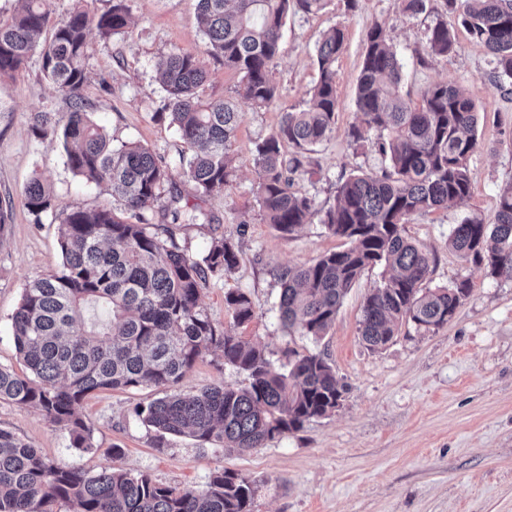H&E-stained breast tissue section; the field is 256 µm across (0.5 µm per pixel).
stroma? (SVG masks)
<instances>
[{"label": "stroma", "instance_id": "obj_1", "mask_svg": "<svg viewBox=\"0 0 512 512\" xmlns=\"http://www.w3.org/2000/svg\"><path fill=\"white\" fill-rule=\"evenodd\" d=\"M126 4L125 33L107 39L94 30L88 35L83 91L88 112L113 144H143L171 165L170 186L183 202L205 213L206 223L173 226L185 253L198 256L221 237L234 244L236 266L209 274L202 287V314L216 329L235 327L237 335L274 358L289 347L324 352L345 388L343 400L332 414L244 454L190 436L158 442L135 410L163 397L160 388L89 395L83 414L92 428L90 453L73 448L64 427L31 408L0 402V428L48 459L90 474L116 467L147 473L163 485L202 489L215 472L233 470L252 487L251 512H512V280L492 277L485 266L448 245L453 227L464 219L492 221L500 192L512 186V92L489 80L491 55L458 23L447 0H428L426 12L416 16L404 14L400 0H327L319 12L289 13L282 51L271 67L276 97L259 107L238 95V74L205 57L196 0ZM440 18L456 39L454 52L446 56L426 52L429 30ZM376 23L393 36L403 88L412 99L441 82L473 98L478 148L470 162L469 196L413 215L404 228L405 236L433 258L429 287L465 279L469 296L439 331L406 324L385 349L372 352L359 328L364 299L381 280L376 268L354 283L322 339L282 330L277 270L314 263L347 243L329 234L318 218L288 238L267 224L254 158L256 144L277 130L283 112L305 107L318 79L316 43L338 24L346 40L336 61V124L328 139L303 155L291 189L311 198L319 213L333 203L341 180L388 167V157L377 147V131L365 132L359 141L351 136L360 122L356 86L366 35ZM174 49L204 56L207 78L197 90L202 99L231 101L243 114L229 148L234 174L222 191L201 199L175 167L191 148L176 126L155 117L166 98L156 64ZM69 109L44 78L40 56L0 79V207L10 215L0 233V365L17 371L23 364L12 340L11 317L25 284L61 267V214L75 207H120L106 185L85 183L71 172L59 136H31L32 113ZM37 174L54 196L53 209L38 219L24 205L25 187ZM229 291L250 298L255 311L250 322L234 326L224 302ZM245 383L216 350L195 363L179 388L195 392ZM116 446L123 450L118 458L112 455Z\"/></svg>", "mask_w": 512, "mask_h": 512}]
</instances>
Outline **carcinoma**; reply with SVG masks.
Returning a JSON list of instances; mask_svg holds the SVG:
<instances>
[{
    "label": "carcinoma",
    "mask_w": 512,
    "mask_h": 512,
    "mask_svg": "<svg viewBox=\"0 0 512 512\" xmlns=\"http://www.w3.org/2000/svg\"><path fill=\"white\" fill-rule=\"evenodd\" d=\"M326 0H197V18L206 53L241 77L242 95L258 106L270 103L276 86L270 64L282 47L288 13H315ZM473 40L491 54L490 79L512 82V0H448ZM128 25L124 0L92 20L76 8L54 19L47 0H21L11 21L0 22V78L11 77L29 55L39 52L45 77L71 103L69 112H34L30 132L44 138L62 131L66 163L86 183L110 186L123 215L102 207H74L59 225L62 264L58 272L26 285L12 316L15 350L28 373L0 366V402L36 408L68 429L72 445L93 450L92 429L81 415L84 399L105 389L164 387L170 393L136 409L156 433L219 442L241 452L297 431L336 410L344 387L322 353L285 352L273 360L231 330H216L198 309L208 274L237 264L233 245L221 238L193 258L173 237H163L155 214L173 224H193L195 210L179 206L171 194L162 206L161 189L169 166L135 142L112 139L85 112L87 35L103 38ZM52 29L50 39L43 38ZM345 43L343 28L327 30L317 44L319 78L307 108L283 112L278 129L258 143L255 164L259 201L267 223L292 236L315 214L310 198L290 190L300 156L327 139L336 121V60ZM454 34L439 20L429 30L427 52L446 55ZM167 102L159 120H169L195 152L180 156L182 176L201 195L224 189L233 175L227 150L242 116L224 100L204 101L203 61L172 50L157 62ZM402 65L389 32L379 24L367 35L357 84L356 106L362 128L386 137L379 151L389 156L381 176L353 174L336 190L321 223L350 246L315 263L279 273L278 318L288 335L319 340L336 318L349 289L367 269L382 268L380 285L362 307L361 339L378 351L393 342L404 324L435 331L452 319L470 284L427 288L429 252L408 240L404 224L419 212L444 208L469 196L470 160L477 150V112L456 86L437 83L419 102L401 92ZM295 153L284 154V144ZM28 211L54 207L40 178L25 191ZM463 258L483 264L491 276L512 279V187L499 197L494 219L466 218L449 238ZM234 325L249 322L254 310L240 292L224 296ZM87 305L107 309L108 318L80 319ZM219 350L224 364L244 373L241 388L207 387L197 393L174 391L195 363ZM252 489L236 472H216L207 489L180 490L155 482L144 472L74 470L47 459L12 432L0 429V512H250Z\"/></svg>",
    "instance_id": "carcinoma-1"
}]
</instances>
